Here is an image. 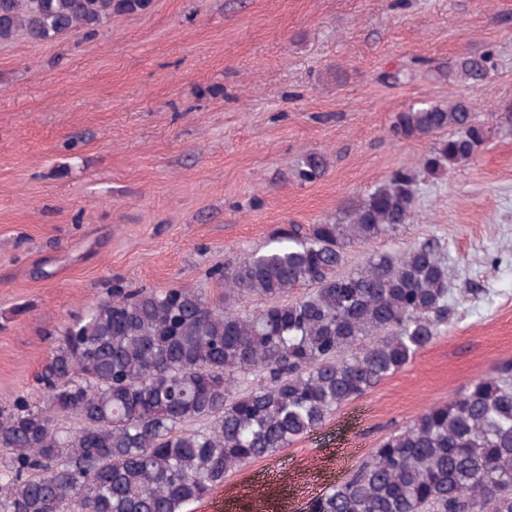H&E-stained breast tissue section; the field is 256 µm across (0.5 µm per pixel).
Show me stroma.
Wrapping results in <instances>:
<instances>
[{"mask_svg":"<svg viewBox=\"0 0 512 512\" xmlns=\"http://www.w3.org/2000/svg\"><path fill=\"white\" fill-rule=\"evenodd\" d=\"M486 50L479 86L439 70ZM451 96L483 119L512 100V0H153L93 34L0 42V401L40 400L35 375L60 330L115 282L221 297L214 267L416 165L429 144L390 136L395 114ZM310 153L328 170L302 183ZM427 240L448 265V327L189 512H290L512 361L511 132L421 178L413 222L349 245L344 267Z\"/></svg>","mask_w":512,"mask_h":512,"instance_id":"1","label":"stroma"}]
</instances>
